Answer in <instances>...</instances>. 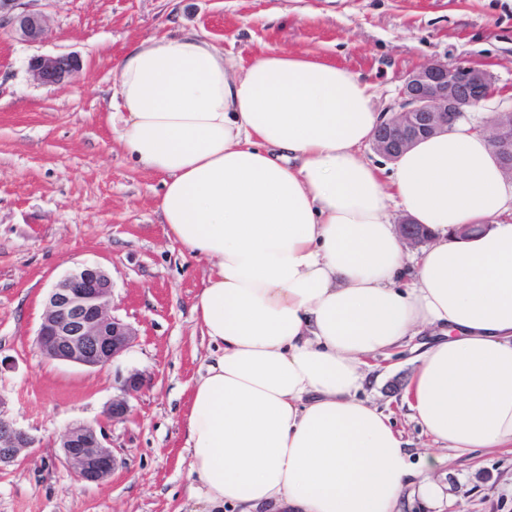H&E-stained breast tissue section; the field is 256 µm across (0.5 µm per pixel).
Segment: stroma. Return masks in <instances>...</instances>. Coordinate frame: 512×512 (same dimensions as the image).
I'll list each match as a JSON object with an SVG mask.
<instances>
[{
	"mask_svg": "<svg viewBox=\"0 0 512 512\" xmlns=\"http://www.w3.org/2000/svg\"><path fill=\"white\" fill-rule=\"evenodd\" d=\"M39 44L0 29V397L37 440L0 467V512H204L192 493L185 426L195 380L211 353L192 312L206 259L166 237L162 175L138 168L116 139L115 65L143 38L196 30L250 60L268 50L318 55L376 85L379 110L398 108L405 76L432 61L483 68L494 95L468 112L481 125L512 109V0H37ZM74 54L65 85L36 81V55ZM82 264L112 278L114 316L138 332L102 371L44 356L36 345L50 288ZM416 339L370 358L360 397L390 414L413 447L430 440L404 403ZM149 384L130 410H104L120 382ZM103 426L118 464L102 484L77 481L60 440L76 424ZM450 512H512V452L478 449L437 467Z\"/></svg>",
	"mask_w": 512,
	"mask_h": 512,
	"instance_id": "stroma-1",
	"label": "stroma"
}]
</instances>
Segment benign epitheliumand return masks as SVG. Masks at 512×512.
I'll return each mask as SVG.
<instances>
[{
  "instance_id": "obj_1",
  "label": "benign epithelium",
  "mask_w": 512,
  "mask_h": 512,
  "mask_svg": "<svg viewBox=\"0 0 512 512\" xmlns=\"http://www.w3.org/2000/svg\"><path fill=\"white\" fill-rule=\"evenodd\" d=\"M35 0H0V27L10 28L30 44L48 35L45 15L33 7ZM81 69V59L72 54L37 55L29 70L45 85L68 82ZM489 73L479 67L434 61L409 72L399 90L398 110L376 127L372 148L393 160L423 137L448 130L464 108H478L493 94ZM492 149L502 160L512 180V110L498 113L485 122ZM399 237L406 247L428 241L427 234L407 218L398 221ZM112 279L99 266L84 265L50 289L48 302L37 331L36 344L49 358L102 370L128 349L136 329L109 314ZM148 376L129 374L121 382V395L112 399L105 415L112 420L129 412L127 396L142 390ZM107 436L90 424L70 427L63 436V463L86 484H99L112 475L116 458L106 445ZM37 440L17 428L7 417L0 397V465L11 464Z\"/></svg>"
}]
</instances>
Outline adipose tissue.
<instances>
[{"label": "adipose tissue", "instance_id": "adipose-tissue-1", "mask_svg": "<svg viewBox=\"0 0 512 512\" xmlns=\"http://www.w3.org/2000/svg\"><path fill=\"white\" fill-rule=\"evenodd\" d=\"M377 101L336 63L236 64L196 32L117 66L112 130L163 174L169 240L211 263L193 312L217 352L186 436L209 512H399L408 491L437 507L444 451L512 447V184L461 120L383 181L361 152ZM395 210L428 230L416 258ZM425 326L405 399L436 450L417 456L358 393L364 357Z\"/></svg>", "mask_w": 512, "mask_h": 512}]
</instances>
